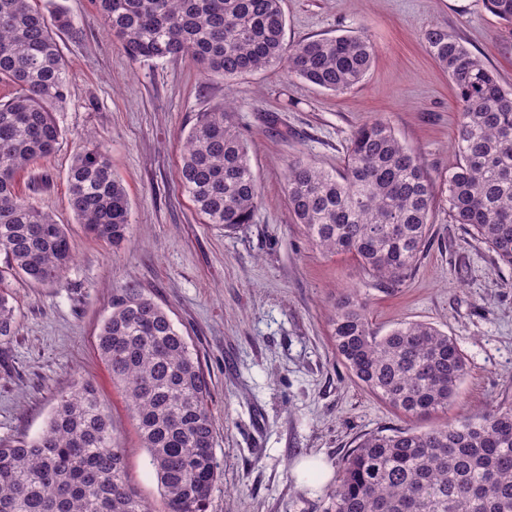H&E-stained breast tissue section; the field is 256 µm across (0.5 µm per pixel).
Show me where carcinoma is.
I'll return each mask as SVG.
<instances>
[{
  "mask_svg": "<svg viewBox=\"0 0 512 512\" xmlns=\"http://www.w3.org/2000/svg\"><path fill=\"white\" fill-rule=\"evenodd\" d=\"M0 0V78L15 86L0 102V342L15 335L14 283L62 280L72 261L64 225L15 191L18 172L50 156L62 135L54 112L74 88L58 33L73 28L61 8ZM512 29V0H485ZM107 30L134 61L189 57L228 84L270 68L340 93L363 80L375 48L367 35L285 41L281 0H95ZM447 72L460 108L448 174V216L512 267V89L456 35L421 33ZM68 204L93 237L118 244L131 202L107 153L86 135L67 174ZM178 185L206 224L233 233L254 221L260 188L233 103L202 112L185 137ZM288 202L311 241L350 253L394 290L419 263L436 205L434 181L381 121L358 127L340 174L298 159L288 166ZM336 353L366 388L402 413L448 410L467 374L453 338L426 322L380 336L365 302L336 300ZM98 350L129 402L142 447L163 488L165 512H207L219 478L209 383L185 336L141 289L113 291ZM326 512H512V404L427 431L364 436L326 484ZM0 512H155L129 483L111 417L86 381L62 397L35 439L0 443Z\"/></svg>",
  "mask_w": 512,
  "mask_h": 512,
  "instance_id": "carcinoma-1",
  "label": "carcinoma"
}]
</instances>
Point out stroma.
I'll list each match as a JSON object with an SVG mask.
<instances>
[{
	"label": "stroma",
	"mask_w": 512,
	"mask_h": 512,
	"mask_svg": "<svg viewBox=\"0 0 512 512\" xmlns=\"http://www.w3.org/2000/svg\"><path fill=\"white\" fill-rule=\"evenodd\" d=\"M55 4L74 22L59 38L74 93L56 111L63 135L54 152L21 172L17 189L65 225L74 259L62 283L15 285L16 333L0 344V443L36 438L61 395L92 382L121 428L130 484L163 512L149 455L96 347L112 291L127 284L168 312L208 379L220 477L207 512H325V481L304 480L299 460L317 456L335 471L364 435L512 403V268L448 217L458 104L420 36L448 29L512 88V30L483 0H283L288 42L358 32L373 42L366 76L336 94L275 69L227 84L188 57L135 61L93 0L38 6ZM228 99L261 189L253 223L232 234L200 223L176 179L199 113ZM376 120L421 158L440 198L428 249L392 291L352 255L313 247L288 207L294 159L343 169L352 133ZM87 133L131 199L130 234L118 245L92 238L68 206L67 171ZM346 291L366 301L378 334L421 321L457 342L468 373L447 411L406 417L349 373L331 336Z\"/></svg>",
	"instance_id": "obj_1"
}]
</instances>
